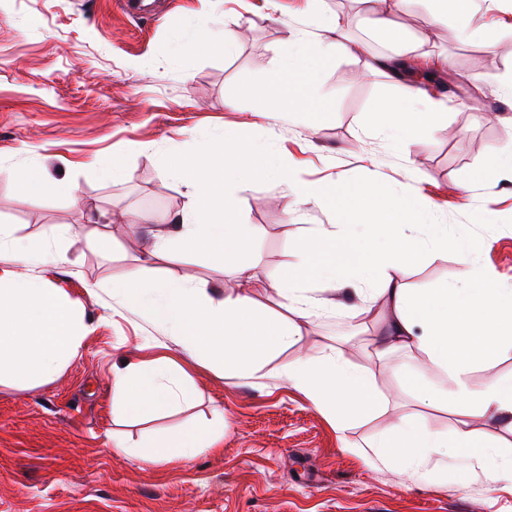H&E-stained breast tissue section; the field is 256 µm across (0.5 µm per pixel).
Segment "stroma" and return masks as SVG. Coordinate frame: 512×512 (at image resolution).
<instances>
[{
  "mask_svg": "<svg viewBox=\"0 0 512 512\" xmlns=\"http://www.w3.org/2000/svg\"><path fill=\"white\" fill-rule=\"evenodd\" d=\"M430 0H412L397 14L405 35L429 34L430 54L449 59L451 91L444 114L424 139L396 149L360 127L375 105L400 87L364 74L363 59L344 55L320 72L316 94L329 103L298 111L285 99L286 120L255 119L261 91L298 36L316 37L309 22L325 11L349 21L353 38L387 52L359 0H144L123 13L115 0H0V225L16 236L52 235L59 259L27 266L31 277L66 289L90 332L79 358L57 376L29 387L0 384V512H512V492L492 482L464 448L434 465L447 480H421L393 466L367 464L357 449L400 416L449 431L454 407L415 399L403 378L370 357L380 304L354 283L335 290L308 284L329 312L305 325L301 343L250 378L222 374L190 360L159 326L130 310L112 283L136 264L157 227L137 216L180 209L188 178L162 165L194 153L230 127L275 150L301 180L360 184L377 176L388 194L414 183L424 225L422 258L408 267L410 287L459 283L453 255L425 241V224H444L476 249L478 265L512 289V176H483L489 154L504 146V117L494 84L473 76L512 71V0H475L473 26L485 39L459 42L454 21L431 26ZM208 18L236 36L232 54L199 55L182 47L186 32ZM119 164V180L102 166ZM41 168L75 186L74 195H34L22 173ZM242 220L256 234L247 258L256 264L257 299L277 308L267 288L294 247L317 226L339 230L345 210L293 207L273 174L238 192ZM154 275L192 278L223 288L231 272L207 254L159 260ZM370 370L381 408L339 435L327 418L288 386L281 367L325 345ZM178 361L195 399L167 416L144 421L112 411V373L145 356ZM223 414L219 450L175 463H135L122 441L147 443Z\"/></svg>",
  "mask_w": 512,
  "mask_h": 512,
  "instance_id": "1",
  "label": "stroma"
}]
</instances>
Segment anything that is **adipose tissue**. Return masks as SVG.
Wrapping results in <instances>:
<instances>
[{"label":"adipose tissue","instance_id":"adipose-tissue-1","mask_svg":"<svg viewBox=\"0 0 512 512\" xmlns=\"http://www.w3.org/2000/svg\"><path fill=\"white\" fill-rule=\"evenodd\" d=\"M361 2L375 14L378 32L393 46L390 53L369 57L366 70L402 85L400 98L377 104L365 130L390 135L397 144L430 135L443 108L427 89L415 84L412 73L425 67L446 70L445 59L423 54V39L408 40L391 20V12L408 0ZM316 25L319 37L301 40L289 50L285 67L271 76L263 92L264 117L277 118L285 93L298 101L302 111H314L317 104L306 90L318 71L338 55L358 52L340 18L324 16ZM272 165L273 158L263 146L230 131L204 141L190 157L167 164V174L190 172L193 183L182 208L163 216L166 230L153 235L137 266L118 283L127 306L163 327L192 358L222 372L250 376L296 346L304 324L325 309V301L306 295L307 281L336 284L355 277L369 286L371 301L384 308L383 337L372 355L379 359L387 352L418 350L431 376L414 381L416 393L433 403L452 404L461 414L447 434L421 426L416 415L403 416L363 450L364 460L394 464L412 476L427 477L434 457L454 446L469 449L490 478L512 473V458L477 439L468 423L472 416L511 419L512 379L492 381L479 391L470 390L466 381L473 364L512 349V289L501 287L477 266L470 242L442 230L432 233L429 242L434 249L454 253L465 287L430 292L408 288L403 271L420 244L402 227L422 221L412 187H405L396 201L386 202L374 182L353 189L339 182L319 187L294 182L290 190L298 203L346 207L350 228L344 232L322 228L304 239L295 251L296 263L268 282L284 309L280 315L270 312L253 295L256 274L246 252L254 228L239 219L242 200L236 191L255 170ZM2 245L14 252L17 265L0 267V384L25 387L53 378L77 359L90 328L65 289L18 271L19 266L54 259L48 238H17L10 226L2 224ZM198 252L231 269L236 288L219 295L201 282L144 276L158 260ZM282 372L337 432H345L353 420L377 406L370 372L345 360L333 346L315 357H295ZM193 396L187 373L171 359L131 362L112 374L113 406L122 416L159 414ZM223 436L224 419L219 416L209 427L160 437L147 445L131 443L121 451L133 461L175 464L214 449Z\"/></svg>","mask_w":512,"mask_h":512}]
</instances>
